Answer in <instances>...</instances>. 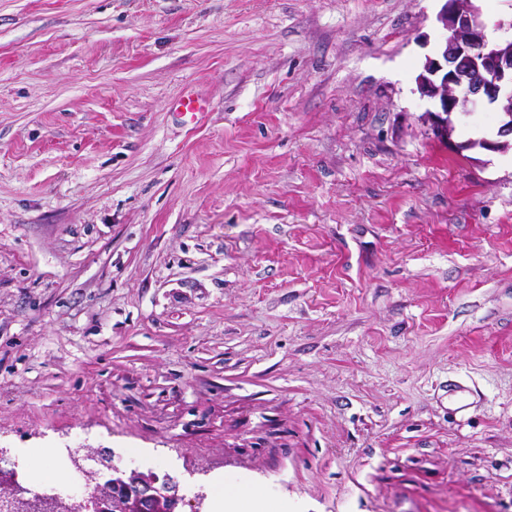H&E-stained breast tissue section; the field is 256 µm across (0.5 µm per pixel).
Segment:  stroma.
<instances>
[{
	"label": "stroma",
	"instance_id": "obj_1",
	"mask_svg": "<svg viewBox=\"0 0 512 512\" xmlns=\"http://www.w3.org/2000/svg\"><path fill=\"white\" fill-rule=\"evenodd\" d=\"M441 7L0 0L22 486L76 446L177 512H512V153L422 121Z\"/></svg>",
	"mask_w": 512,
	"mask_h": 512
}]
</instances>
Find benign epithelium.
<instances>
[{
	"label": "benign epithelium",
	"mask_w": 512,
	"mask_h": 512,
	"mask_svg": "<svg viewBox=\"0 0 512 512\" xmlns=\"http://www.w3.org/2000/svg\"><path fill=\"white\" fill-rule=\"evenodd\" d=\"M443 31L435 56H428L416 76L421 99L432 104L423 122L433 136L448 141L454 132L452 114L468 112L480 103L496 106L501 125L497 141L479 145L505 151L512 143V39L491 41L475 0H446L436 16ZM94 483L90 503L67 504L58 495L19 485L16 473L0 465V512H175L178 497L169 479L153 472L108 465L82 470Z\"/></svg>",
	"instance_id": "obj_1"
}]
</instances>
